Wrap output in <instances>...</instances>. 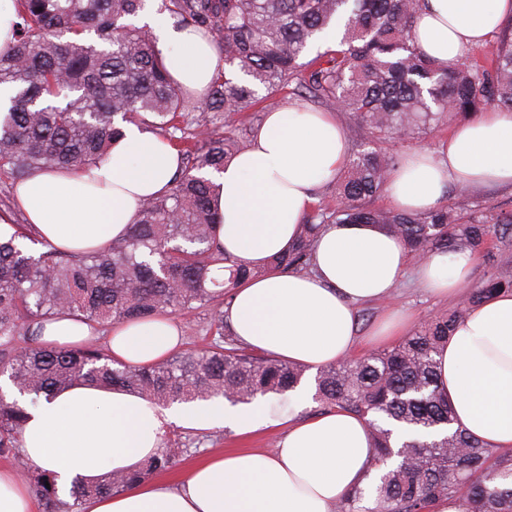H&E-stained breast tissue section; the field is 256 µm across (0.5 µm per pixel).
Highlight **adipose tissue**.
<instances>
[{"mask_svg":"<svg viewBox=\"0 0 512 512\" xmlns=\"http://www.w3.org/2000/svg\"><path fill=\"white\" fill-rule=\"evenodd\" d=\"M512 15V0H426L416 30L441 68L464 62ZM147 22L168 53L171 75L204 96L224 61L212 40L177 30L159 14ZM343 130L329 112L268 113L251 146L217 176L218 237L241 263H262L290 246L313 207L317 187L342 170ZM177 150L130 124L107 161L91 173L36 170L16 200L40 240L83 250L126 236L142 200L164 191L179 167ZM467 189L512 185V112L487 111L459 123L439 151L405 156L390 173L387 192L399 209L440 207L449 184ZM476 256L427 253L419 281L440 297L457 296ZM408 264L401 241L368 224H327L310 272L272 273L242 282L226 309L234 336L250 349L314 371L347 360L358 342V309L380 302ZM93 329L59 315L44 321L41 339L56 348L89 343ZM182 344L170 317L113 325L112 357L130 365L163 360ZM438 386L450 400L455 425L488 447L512 451V293L469 309L437 357ZM263 404L231 408L223 402L170 408L117 390L75 385L30 409L22 450L55 472L60 484L128 471L155 453L169 426L246 434L267 426ZM374 473L368 427L342 410L289 420L271 450L211 455L176 480L148 479L123 493L84 503V512H334L337 503ZM0 512H35L31 485L0 468Z\"/></svg>","mask_w":512,"mask_h":512,"instance_id":"ef3b65f1","label":"adipose tissue"}]
</instances>
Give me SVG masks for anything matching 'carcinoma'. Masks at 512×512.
<instances>
[{
  "instance_id": "carcinoma-1",
  "label": "carcinoma",
  "mask_w": 512,
  "mask_h": 512,
  "mask_svg": "<svg viewBox=\"0 0 512 512\" xmlns=\"http://www.w3.org/2000/svg\"><path fill=\"white\" fill-rule=\"evenodd\" d=\"M19 22L12 51L0 55V170L24 180L36 169L87 171L110 155L134 124L168 141L180 166L166 189L143 199L126 237L91 252H62L30 226L0 241V372L35 405L75 384L118 387L163 406L222 397L250 404L284 396L305 369L241 345L224 323V301L245 278L308 271L323 224H372L421 259L434 250L477 249L490 236L512 246V211L488 214L470 203L435 210L380 208L396 159L372 147L391 136L420 135L486 107L512 112V20L495 49L443 70L418 44L423 0H161L177 30L212 35L224 72L200 99L171 77L144 14L148 0H12ZM314 56H309L310 51ZM297 96L350 113L366 147L349 157L335 205H318L296 241L262 266L246 268L217 237L212 176L248 148L238 115L263 103L275 111L290 86ZM500 291L495 276L463 302L425 320L393 347L328 365L315 377L321 409L349 411L368 424L377 476L353 489L336 512H512V454L453 428L438 389L436 355L466 311ZM217 307L206 350L178 353L148 367L112 359L89 343L57 349L40 340L42 321L70 314L103 333L124 321ZM26 408L0 395V456L27 471L42 512H79L91 497L125 491L166 472L199 438L163 439L130 473L74 481L64 499L56 475L21 450ZM371 498L374 507L362 502Z\"/></svg>"
}]
</instances>
